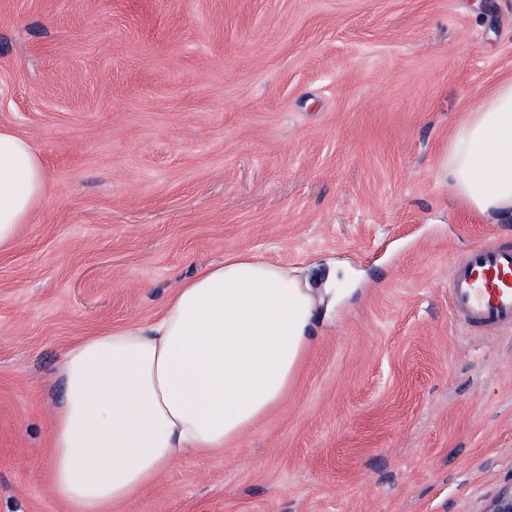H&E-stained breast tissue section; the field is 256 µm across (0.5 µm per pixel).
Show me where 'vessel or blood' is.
<instances>
[{
	"label": "vessel or blood",
	"mask_w": 512,
	"mask_h": 512,
	"mask_svg": "<svg viewBox=\"0 0 512 512\" xmlns=\"http://www.w3.org/2000/svg\"><path fill=\"white\" fill-rule=\"evenodd\" d=\"M448 295L465 324L512 329V244L472 249L455 263Z\"/></svg>",
	"instance_id": "1"
}]
</instances>
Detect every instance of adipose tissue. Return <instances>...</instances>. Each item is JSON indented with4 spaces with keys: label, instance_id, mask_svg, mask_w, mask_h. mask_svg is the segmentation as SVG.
Here are the masks:
<instances>
[{
    "label": "adipose tissue",
    "instance_id": "adipose-tissue-1",
    "mask_svg": "<svg viewBox=\"0 0 512 512\" xmlns=\"http://www.w3.org/2000/svg\"><path fill=\"white\" fill-rule=\"evenodd\" d=\"M448 185L480 214L512 219V78L455 122ZM40 156L0 131V250L45 194ZM317 301L287 268L240 252L175 289L155 322L105 326L59 364L49 479L67 512H113L171 462L227 446L287 394L314 338Z\"/></svg>",
    "mask_w": 512,
    "mask_h": 512
}]
</instances>
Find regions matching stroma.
Segmentation results:
<instances>
[{
  "mask_svg": "<svg viewBox=\"0 0 512 512\" xmlns=\"http://www.w3.org/2000/svg\"><path fill=\"white\" fill-rule=\"evenodd\" d=\"M512 78V0H0V129L45 196L0 251V512H66L56 371L247 251L336 283L287 395L118 512H486L512 484V330L453 313L512 220L448 186L461 112Z\"/></svg>",
  "mask_w": 512,
  "mask_h": 512,
  "instance_id": "stroma-1",
  "label": "stroma"
}]
</instances>
